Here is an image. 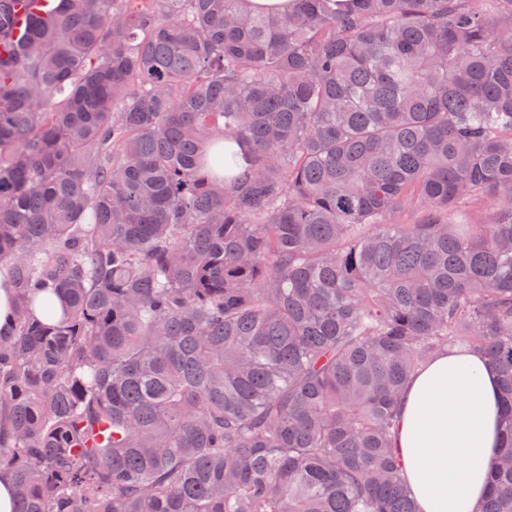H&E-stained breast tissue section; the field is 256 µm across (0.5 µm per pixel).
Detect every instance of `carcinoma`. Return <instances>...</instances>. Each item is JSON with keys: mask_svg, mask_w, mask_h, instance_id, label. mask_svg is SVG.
<instances>
[{"mask_svg": "<svg viewBox=\"0 0 512 512\" xmlns=\"http://www.w3.org/2000/svg\"><path fill=\"white\" fill-rule=\"evenodd\" d=\"M2 271L14 512H417L396 403L456 346L499 372L512 512V0L29 12ZM17 315L15 291L12 283L0 276V329L11 330Z\"/></svg>", "mask_w": 512, "mask_h": 512, "instance_id": "1", "label": "carcinoma"}]
</instances>
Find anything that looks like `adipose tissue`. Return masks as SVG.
<instances>
[{"label": "adipose tissue", "mask_w": 512, "mask_h": 512, "mask_svg": "<svg viewBox=\"0 0 512 512\" xmlns=\"http://www.w3.org/2000/svg\"><path fill=\"white\" fill-rule=\"evenodd\" d=\"M498 372L481 354H436L398 404L399 448L418 512H478L501 452Z\"/></svg>", "instance_id": "ef3b65f1"}]
</instances>
